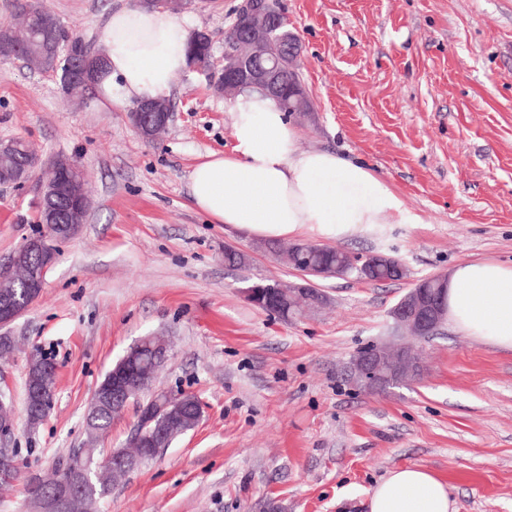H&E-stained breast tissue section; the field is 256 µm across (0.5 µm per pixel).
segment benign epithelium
<instances>
[{
	"label": "benign epithelium",
	"mask_w": 512,
	"mask_h": 512,
	"mask_svg": "<svg viewBox=\"0 0 512 512\" xmlns=\"http://www.w3.org/2000/svg\"><path fill=\"white\" fill-rule=\"evenodd\" d=\"M234 15L246 25L244 50L229 45L224 46V56L213 59L212 66L204 67L199 63L193 68L206 73L211 84H224L220 95L234 96L238 92V83L247 78L249 83L268 95L280 91V76L296 54V44L285 43L274 47L270 40V31L288 25L277 0H241ZM81 56L80 45L70 43L61 46L53 35H47L44 43L41 66L57 69L64 58ZM172 119L168 103L164 99L144 101L138 104L137 111L128 113V121L142 138L150 137L155 126H166ZM78 169L70 158L60 157L53 162V170L62 177L51 181L45 179L41 185L38 223L41 233L26 239L13 251L7 260L0 264L6 269H14L28 263L29 256L37 255L38 264L30 267L26 278L14 284L0 288V327L7 326L19 319L42 295L47 276L53 268L57 250L55 244L74 237L84 224L88 200L82 189L81 179L67 175L70 169ZM65 203L68 223H59L58 205ZM357 268L363 279L370 281L380 271L403 279L406 272L404 263L393 256L372 253L357 259ZM304 278L300 288L306 292H316L315 281L329 276L345 277L343 269L329 274L319 267L305 266L299 270ZM397 326L417 338H426L436 333L445 320L444 306L439 292L425 287L411 288L397 302L392 310ZM168 342L160 339L151 348V365L161 372L170 359ZM417 361L405 346L383 347L369 345L362 349L352 360L351 379L362 389L375 391L382 386L408 380L416 371ZM142 378L138 372L128 371L126 360L117 362L108 372V382L102 390V397L112 404L128 406L141 395L139 390ZM49 379L42 377L26 387L25 402L39 405L48 390ZM158 411L151 415L138 414L130 440L140 446L137 452L129 448L112 450V460L105 461L101 468L111 466V462L120 461L126 467L136 470L155 458L161 450L168 447L174 439L169 430V420L174 413H183L188 409L183 395L177 392L157 391ZM0 409L8 412L7 419L0 420V459L11 454L13 434L12 405L5 402L0 393ZM91 479L90 471L80 470L78 474L58 480L50 490L29 491L28 498L33 512H67L82 481Z\"/></svg>",
	"instance_id": "obj_1"
}]
</instances>
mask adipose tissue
I'll use <instances>...</instances> for the list:
<instances>
[{"instance_id":"ef3b65f1","label":"adipose tissue","mask_w":512,"mask_h":512,"mask_svg":"<svg viewBox=\"0 0 512 512\" xmlns=\"http://www.w3.org/2000/svg\"><path fill=\"white\" fill-rule=\"evenodd\" d=\"M187 22L139 6L112 12L98 31L106 67L95 85L103 109L166 97L188 65ZM231 153L211 154L190 173V201L215 222L274 241L336 236L405 219L400 198L367 166L327 150L301 151L288 115L257 93L235 97ZM445 311L466 335L512 349V264L465 261L450 268ZM370 512H452L448 486L420 466L389 473Z\"/></svg>"}]
</instances>
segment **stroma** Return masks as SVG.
I'll return each mask as SVG.
<instances>
[{
    "label": "stroma",
    "instance_id": "obj_1",
    "mask_svg": "<svg viewBox=\"0 0 512 512\" xmlns=\"http://www.w3.org/2000/svg\"><path fill=\"white\" fill-rule=\"evenodd\" d=\"M87 40L133 0H39ZM301 46L313 111L291 113L302 150L359 160L401 198L409 224L333 239L357 255L399 258L408 279H325L328 304L288 319L245 287L300 275L191 204L190 172L233 140L231 101L187 69L154 144L130 127L131 104L67 102L55 78L0 63V139L21 137L41 168L0 187V260L39 226L40 171L56 158L85 170L91 206L59 243L41 298L8 329L19 349L0 390L24 402L26 354L59 366L54 406L34 431L15 423L22 475L51 471L85 439L105 373L140 337L173 350L155 388L205 404L199 425L113 486L100 512H369L375 485L418 465L448 485L453 512H512V349L443 323L410 340L421 372L366 393L345 368L372 343L400 339L391 309L412 281L461 261L512 262V0H278ZM236 0L177 12L222 55ZM248 251L224 262L225 247Z\"/></svg>",
    "mask_w": 512,
    "mask_h": 512
}]
</instances>
